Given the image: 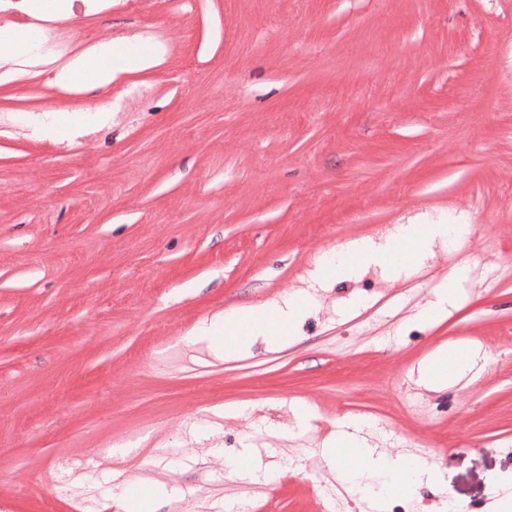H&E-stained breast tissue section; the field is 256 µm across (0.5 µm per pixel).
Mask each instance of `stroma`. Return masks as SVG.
Instances as JSON below:
<instances>
[{
    "instance_id": "1",
    "label": "stroma",
    "mask_w": 512,
    "mask_h": 512,
    "mask_svg": "<svg viewBox=\"0 0 512 512\" xmlns=\"http://www.w3.org/2000/svg\"><path fill=\"white\" fill-rule=\"evenodd\" d=\"M26 2L0 28L127 66L0 84V512H122L129 482L137 512H373L324 453L359 420L442 451L383 512L512 499V0ZM401 224L478 233L326 268ZM298 291L286 344L202 333ZM443 353L476 365L424 381ZM114 72L112 41L104 39L94 45L87 54L73 58L57 78L60 84L67 86L71 76L79 74L87 77V80L96 86H105L112 82Z\"/></svg>"
}]
</instances>
